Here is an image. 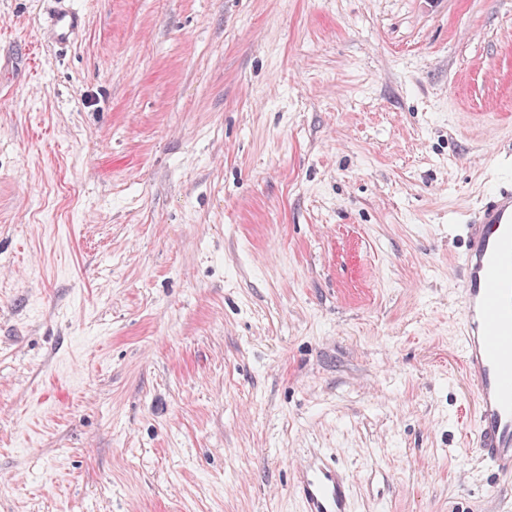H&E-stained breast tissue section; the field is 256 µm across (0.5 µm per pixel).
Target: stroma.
Masks as SVG:
<instances>
[{
    "label": "stroma",
    "instance_id": "obj_1",
    "mask_svg": "<svg viewBox=\"0 0 512 512\" xmlns=\"http://www.w3.org/2000/svg\"><path fill=\"white\" fill-rule=\"evenodd\" d=\"M72 4L0 0V512H300L316 448L352 512H512L455 262L512 0ZM83 22L84 15L75 9L64 8L55 12L48 18L51 41L57 45L67 44Z\"/></svg>",
    "mask_w": 512,
    "mask_h": 512
}]
</instances>
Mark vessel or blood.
Returning a JSON list of instances; mask_svg holds the SVG:
<instances>
[{"label":"vessel or blood","mask_w":512,"mask_h":512,"mask_svg":"<svg viewBox=\"0 0 512 512\" xmlns=\"http://www.w3.org/2000/svg\"><path fill=\"white\" fill-rule=\"evenodd\" d=\"M74 9L50 15L51 40L67 44L82 26ZM461 352L476 391L473 446L499 478L512 480V181L489 192L464 227ZM352 477L317 450L292 470L302 512H350Z\"/></svg>","instance_id":"1"}]
</instances>
